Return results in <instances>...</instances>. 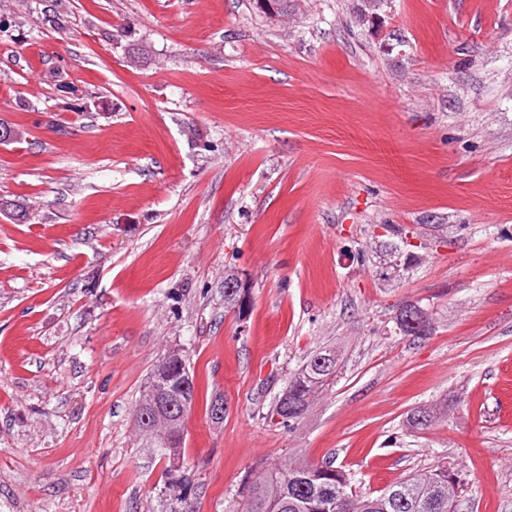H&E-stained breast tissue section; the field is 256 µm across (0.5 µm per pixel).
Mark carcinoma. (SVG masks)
<instances>
[{
	"label": "carcinoma",
	"instance_id": "carcinoma-1",
	"mask_svg": "<svg viewBox=\"0 0 512 512\" xmlns=\"http://www.w3.org/2000/svg\"><path fill=\"white\" fill-rule=\"evenodd\" d=\"M327 353V349L314 352L289 377L288 407L281 404V396L274 398L271 415L282 417L281 424L290 430L336 380L337 372L317 370V360ZM161 452L169 464L171 485H180L182 468L175 461L182 458V449ZM453 479L455 474L441 466L394 482L371 497L353 490L351 474L331 461L264 462L242 478L239 496L244 500L241 512H456L448 496V481ZM343 502L348 505L346 511Z\"/></svg>",
	"mask_w": 512,
	"mask_h": 512
}]
</instances>
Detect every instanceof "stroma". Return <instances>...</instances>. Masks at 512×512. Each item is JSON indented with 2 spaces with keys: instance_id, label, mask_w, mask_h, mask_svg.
Segmentation results:
<instances>
[{
  "instance_id": "35a3bbf8",
  "label": "stroma",
  "mask_w": 512,
  "mask_h": 512,
  "mask_svg": "<svg viewBox=\"0 0 512 512\" xmlns=\"http://www.w3.org/2000/svg\"><path fill=\"white\" fill-rule=\"evenodd\" d=\"M359 3L0 0V198L28 215L0 211V512H240L284 459L365 495L445 465L458 512H512V0ZM173 348L197 394L167 493L134 412ZM324 348L288 429L273 398ZM329 352H333L336 355V351L332 349H321L310 355L303 366L289 377L285 389L278 396H275L271 415L282 417L283 419L280 423L288 427V429H294L300 423L308 409V405L336 380L338 358L334 372L333 370L326 372L317 370V360L322 354ZM319 363L329 367L332 364V356H323V358L319 359ZM282 396L288 404V412L284 410L281 404ZM301 406H303L302 409L292 411L293 408H300ZM279 416L277 417L280 419Z\"/></svg>"
}]
</instances>
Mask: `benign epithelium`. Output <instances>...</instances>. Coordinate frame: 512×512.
<instances>
[{
  "instance_id": "1",
  "label": "benign epithelium",
  "mask_w": 512,
  "mask_h": 512,
  "mask_svg": "<svg viewBox=\"0 0 512 512\" xmlns=\"http://www.w3.org/2000/svg\"><path fill=\"white\" fill-rule=\"evenodd\" d=\"M195 390V381L184 366L182 354L172 350L151 380L134 420L139 432L159 438L163 448L183 432L186 425L185 407L189 393Z\"/></svg>"
}]
</instances>
